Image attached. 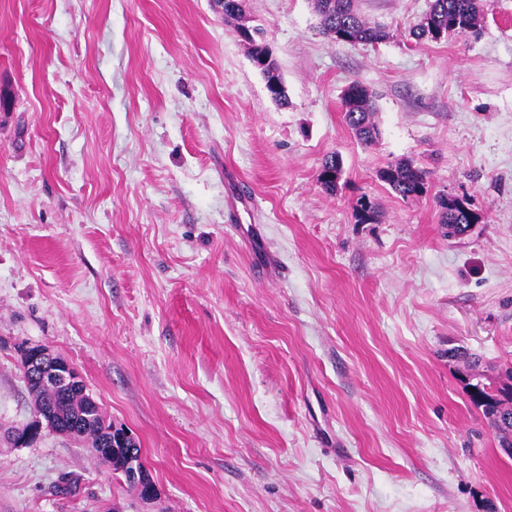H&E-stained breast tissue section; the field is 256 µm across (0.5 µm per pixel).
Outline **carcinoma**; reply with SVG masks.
<instances>
[{
    "instance_id": "obj_1",
    "label": "carcinoma",
    "mask_w": 512,
    "mask_h": 512,
    "mask_svg": "<svg viewBox=\"0 0 512 512\" xmlns=\"http://www.w3.org/2000/svg\"><path fill=\"white\" fill-rule=\"evenodd\" d=\"M314 7L320 18L322 33L337 41L349 43H373L386 37V28L372 24L363 18L354 7V0H314ZM245 0H224V20L236 23V30L248 29L245 16ZM483 14L482 0H432L429 11L410 31L417 42L438 41L449 34L476 33ZM261 29L251 28L246 41L249 54L255 67L262 73L266 83L280 81L279 66L268 45L258 39ZM344 120L356 138L370 145L379 136L378 127L373 121L375 106L373 94L360 84H353L345 91L342 99ZM323 168L334 171V178L321 182L328 192L338 189L341 179L339 159L332 156ZM380 179L404 198L419 196L425 190L423 171L408 162L391 164L379 173ZM441 223L474 224L477 215L465 203L457 199L444 198L440 201ZM23 381L34 399L39 411H46V426L53 432L83 441L95 450L97 460L109 466L113 472L130 479L133 470L144 469L141 449L137 441L130 437L120 440L112 437L111 453L107 456L103 420L92 395L86 393L85 386L73 387L65 392L48 388L37 382L27 371H22ZM465 385L472 393L474 405L481 410L489 426L500 431L498 421L512 412V385L486 383L478 374L466 378Z\"/></svg>"
}]
</instances>
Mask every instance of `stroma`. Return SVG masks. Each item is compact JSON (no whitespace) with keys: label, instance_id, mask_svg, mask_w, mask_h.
<instances>
[{"label":"stroma","instance_id":"35a3bbf8","mask_svg":"<svg viewBox=\"0 0 512 512\" xmlns=\"http://www.w3.org/2000/svg\"><path fill=\"white\" fill-rule=\"evenodd\" d=\"M429 4L355 0L389 35L354 44L313 0H247L281 106L212 0H0V431L34 420L20 357L47 347L158 488L45 429L0 440V512H512L464 382L512 366V0L418 44ZM399 161L422 195L380 179ZM228 176L258 200L233 223ZM442 197L479 222L448 237ZM342 106L344 120L356 138L366 145L375 142L379 131L372 118L375 112L372 92L360 84H352L343 95ZM380 179L404 198L419 196L425 190L423 171L412 163L399 162L391 164L379 173Z\"/></svg>","mask_w":512,"mask_h":512}]
</instances>
